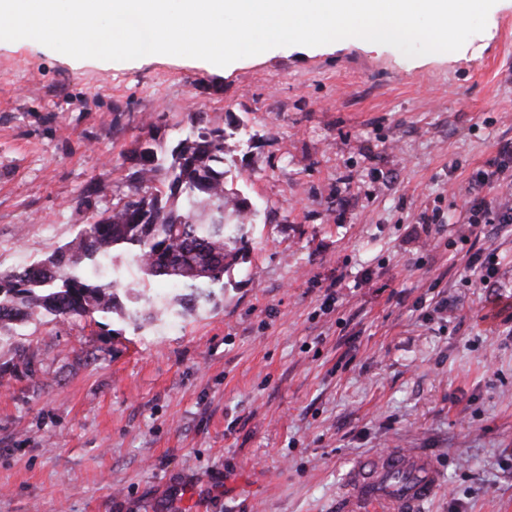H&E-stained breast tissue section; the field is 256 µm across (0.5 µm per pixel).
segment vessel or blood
I'll return each mask as SVG.
<instances>
[{
	"instance_id": "obj_1",
	"label": "vessel or blood",
	"mask_w": 512,
	"mask_h": 512,
	"mask_svg": "<svg viewBox=\"0 0 512 512\" xmlns=\"http://www.w3.org/2000/svg\"><path fill=\"white\" fill-rule=\"evenodd\" d=\"M438 487V467L418 451L388 450L361 459L336 500L337 512H416Z\"/></svg>"
}]
</instances>
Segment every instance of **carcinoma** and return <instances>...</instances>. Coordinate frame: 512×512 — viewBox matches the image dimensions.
<instances>
[{
    "label": "carcinoma",
    "instance_id": "cac0c4a2",
    "mask_svg": "<svg viewBox=\"0 0 512 512\" xmlns=\"http://www.w3.org/2000/svg\"><path fill=\"white\" fill-rule=\"evenodd\" d=\"M224 139V130L202 127L168 157L143 148L129 192L112 209L44 259L0 273V327L42 312L92 319L123 311L117 282L88 273L120 253L137 259L141 281L162 279L190 289L195 303L209 301L241 251L243 235H229L227 227L241 229L255 216L224 183Z\"/></svg>",
    "mask_w": 512,
    "mask_h": 512
}]
</instances>
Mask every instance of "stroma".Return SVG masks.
I'll return each mask as SVG.
<instances>
[{"instance_id":"35a3bbf8","label":"stroma","mask_w":512,"mask_h":512,"mask_svg":"<svg viewBox=\"0 0 512 512\" xmlns=\"http://www.w3.org/2000/svg\"><path fill=\"white\" fill-rule=\"evenodd\" d=\"M223 129L253 205L224 292L175 320L39 315L0 330V512H336L364 456L417 448L420 512H512V224L459 238L512 143V0L455 52L361 41L224 67L0 41V273L127 192L146 144ZM335 288L332 310L322 307Z\"/></svg>"}]
</instances>
